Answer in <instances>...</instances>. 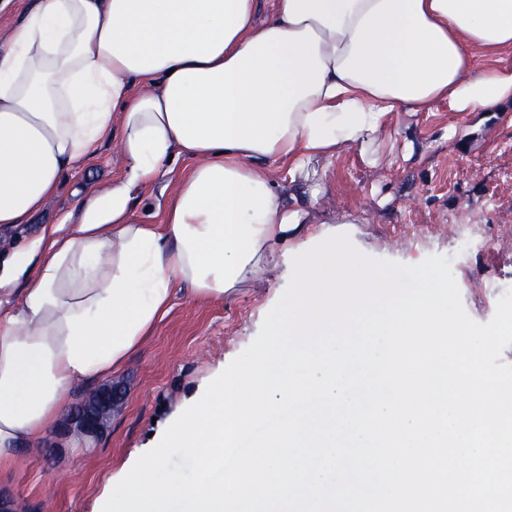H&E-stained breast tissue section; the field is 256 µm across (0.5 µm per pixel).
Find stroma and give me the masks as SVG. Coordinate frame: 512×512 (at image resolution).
Wrapping results in <instances>:
<instances>
[{"label":"stroma","mask_w":512,"mask_h":512,"mask_svg":"<svg viewBox=\"0 0 512 512\" xmlns=\"http://www.w3.org/2000/svg\"><path fill=\"white\" fill-rule=\"evenodd\" d=\"M98 143L86 167L65 175L57 193L28 223L0 226V264L21 246L38 242L58 216L82 221L87 198L102 196L122 175L126 160L117 131ZM192 167L179 158L151 186L133 191L132 216L159 223ZM275 182L282 204H303L304 223L347 235L363 253L403 264L447 256L467 315L493 317L512 289V100L493 116L449 110H399L362 140L313 159L296 178L284 163L258 162ZM319 185L316 202L308 189ZM291 277L286 245L231 298L200 297L175 284L171 306L109 384L122 400L94 438L59 421L14 469L0 473V494L13 512H98L123 469L154 447L168 425L196 402L258 335Z\"/></svg>","instance_id":"1"}]
</instances>
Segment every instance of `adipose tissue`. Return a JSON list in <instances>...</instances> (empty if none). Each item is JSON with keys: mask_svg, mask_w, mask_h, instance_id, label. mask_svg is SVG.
<instances>
[{"mask_svg": "<svg viewBox=\"0 0 512 512\" xmlns=\"http://www.w3.org/2000/svg\"><path fill=\"white\" fill-rule=\"evenodd\" d=\"M38 0L0 47V226L27 223L93 158L121 113L125 171L83 219H57L14 252L0 288V470L42 440L72 387L125 365L173 286L230 297L272 245H302L298 209L249 160L303 171L405 108L491 112L512 68L473 47L512 46V0ZM194 166L161 223L129 215L134 188L173 156Z\"/></svg>", "mask_w": 512, "mask_h": 512, "instance_id": "ef3b65f1", "label": "adipose tissue"}]
</instances>
